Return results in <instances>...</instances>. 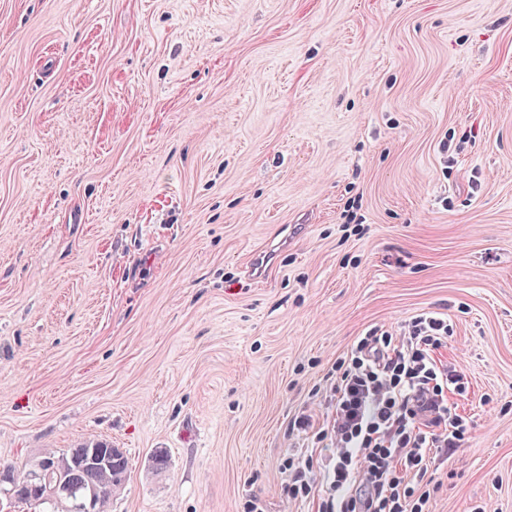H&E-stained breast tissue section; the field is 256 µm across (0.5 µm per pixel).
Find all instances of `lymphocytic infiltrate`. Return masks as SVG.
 Returning <instances> with one entry per match:
<instances>
[{"mask_svg": "<svg viewBox=\"0 0 512 512\" xmlns=\"http://www.w3.org/2000/svg\"><path fill=\"white\" fill-rule=\"evenodd\" d=\"M449 335L447 316L429 310L356 337L328 376L325 420L289 422L304 442L281 460V498L313 512H428L430 472L467 433L449 398L468 381L435 358Z\"/></svg>", "mask_w": 512, "mask_h": 512, "instance_id": "f902f5d3", "label": "lymphocytic infiltrate"}]
</instances>
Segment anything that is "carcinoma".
Here are the masks:
<instances>
[{
	"label": "carcinoma",
	"mask_w": 512,
	"mask_h": 512,
	"mask_svg": "<svg viewBox=\"0 0 512 512\" xmlns=\"http://www.w3.org/2000/svg\"><path fill=\"white\" fill-rule=\"evenodd\" d=\"M94 449L105 457L104 466L91 464L89 456ZM40 462L43 466L40 480L30 478L27 471L19 466L9 468L14 487L26 489L32 485L39 486L38 490L25 497H17L15 501L55 505L58 500L53 488L60 480L67 485L69 493L76 500L91 489L101 490L95 512H108L111 495L123 486L127 475V460L123 452L99 439L85 440L62 453L50 449L41 455Z\"/></svg>",
	"instance_id": "cac0c4a2"
}]
</instances>
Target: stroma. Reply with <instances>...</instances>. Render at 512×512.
I'll use <instances>...</instances> for the list:
<instances>
[{"label": "stroma", "instance_id": "1", "mask_svg": "<svg viewBox=\"0 0 512 512\" xmlns=\"http://www.w3.org/2000/svg\"><path fill=\"white\" fill-rule=\"evenodd\" d=\"M429 308V510L512 512V0H0V467L98 438L110 512H311L289 421Z\"/></svg>", "mask_w": 512, "mask_h": 512}]
</instances>
